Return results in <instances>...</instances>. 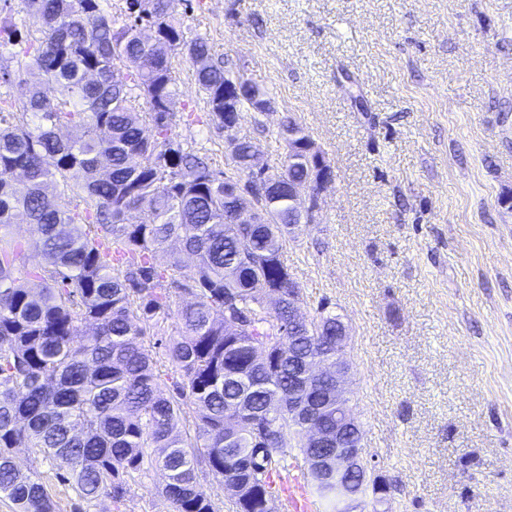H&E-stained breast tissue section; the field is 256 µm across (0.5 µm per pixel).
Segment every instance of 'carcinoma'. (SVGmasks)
<instances>
[{
	"mask_svg": "<svg viewBox=\"0 0 512 512\" xmlns=\"http://www.w3.org/2000/svg\"><path fill=\"white\" fill-rule=\"evenodd\" d=\"M136 2L138 11L127 0L118 10L109 0H20L30 24L0 18V87L13 82L14 62L32 77L19 111L0 106V225H38L30 247L44 258L27 269L24 245L0 240V494L17 512H55L42 478L15 464L13 449L24 447L87 500H123L153 463L175 512H215L201 473L237 512H268L273 472L301 434L289 429L288 409L270 414L295 371L288 296L277 292L291 275L282 251L304 206L288 185L311 178L325 155L290 116L276 131V163L245 137L226 140L231 176L173 140L167 106L184 61L221 129L224 94L260 113L271 97L236 82L207 39L184 37L175 0ZM50 83L67 96L47 98ZM71 124L82 136L62 139ZM255 169L269 223L229 224L233 209L252 204L231 191L235 177ZM66 191L83 199L85 214L60 207ZM169 246L160 267L155 255ZM181 294L193 301L179 308L180 334L159 362L144 339ZM226 296L237 299L238 325ZM343 330L340 315L320 307L295 357L335 363L330 343ZM322 405L332 423L350 410L334 395ZM304 478L337 512L332 470Z\"/></svg>",
	"mask_w": 512,
	"mask_h": 512,
	"instance_id": "cac0c4a2",
	"label": "carcinoma"
}]
</instances>
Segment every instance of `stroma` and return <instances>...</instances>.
Here are the masks:
<instances>
[{
	"instance_id": "35a3bbf8",
	"label": "stroma",
	"mask_w": 512,
	"mask_h": 512,
	"mask_svg": "<svg viewBox=\"0 0 512 512\" xmlns=\"http://www.w3.org/2000/svg\"><path fill=\"white\" fill-rule=\"evenodd\" d=\"M186 38L270 92L235 133L277 156L293 116L333 186L283 249L301 311L348 327L346 389L390 512H512V0H190ZM173 135L224 168L182 64ZM59 512H174L145 466L83 499L32 449Z\"/></svg>"
}]
</instances>
